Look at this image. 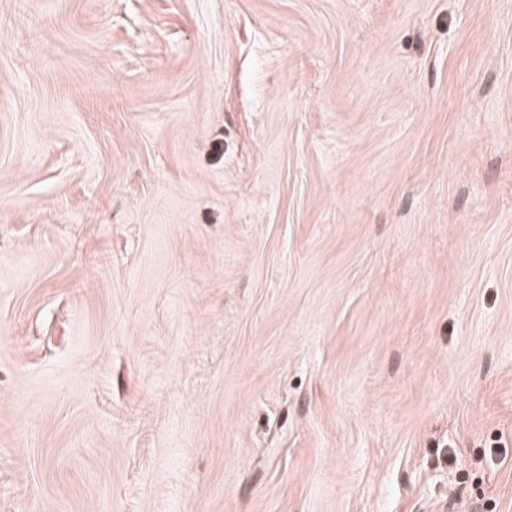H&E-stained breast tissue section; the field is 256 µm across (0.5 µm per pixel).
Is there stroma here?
<instances>
[{"mask_svg": "<svg viewBox=\"0 0 512 512\" xmlns=\"http://www.w3.org/2000/svg\"><path fill=\"white\" fill-rule=\"evenodd\" d=\"M0 512H512V0H0Z\"/></svg>", "mask_w": 512, "mask_h": 512, "instance_id": "obj_1", "label": "stroma"}]
</instances>
